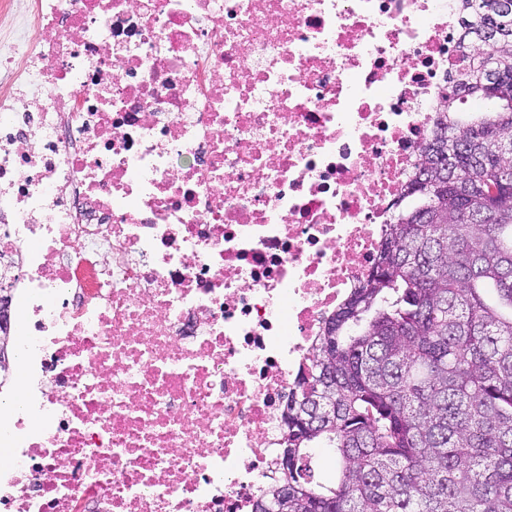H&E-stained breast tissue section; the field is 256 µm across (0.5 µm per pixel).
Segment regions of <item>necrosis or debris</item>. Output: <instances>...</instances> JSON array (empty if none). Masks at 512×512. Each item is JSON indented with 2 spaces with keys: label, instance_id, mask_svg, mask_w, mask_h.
<instances>
[{
  "label": "necrosis or debris",
  "instance_id": "necrosis-or-debris-1",
  "mask_svg": "<svg viewBox=\"0 0 512 512\" xmlns=\"http://www.w3.org/2000/svg\"><path fill=\"white\" fill-rule=\"evenodd\" d=\"M462 0H0V512H254ZM11 308V296L8 288L0 289V331L4 336H0V367L7 369L8 366V353L9 349V379L7 384L0 389V397H6L12 387L11 382L20 377L26 376L29 372L28 365L22 362V356L18 352L16 338L13 336L16 328L19 326L23 318L22 310V296H13L12 309ZM11 311H12V326L11 336L8 346V335L10 332L11 324Z\"/></svg>",
  "mask_w": 512,
  "mask_h": 512
}]
</instances>
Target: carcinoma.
Returning <instances> with one entry per match:
<instances>
[{
	"label": "carcinoma",
	"mask_w": 512,
	"mask_h": 512,
	"mask_svg": "<svg viewBox=\"0 0 512 512\" xmlns=\"http://www.w3.org/2000/svg\"><path fill=\"white\" fill-rule=\"evenodd\" d=\"M465 4L481 50L445 88L369 277L316 340L288 471L254 512H512V9Z\"/></svg>",
	"instance_id": "obj_1"
}]
</instances>
